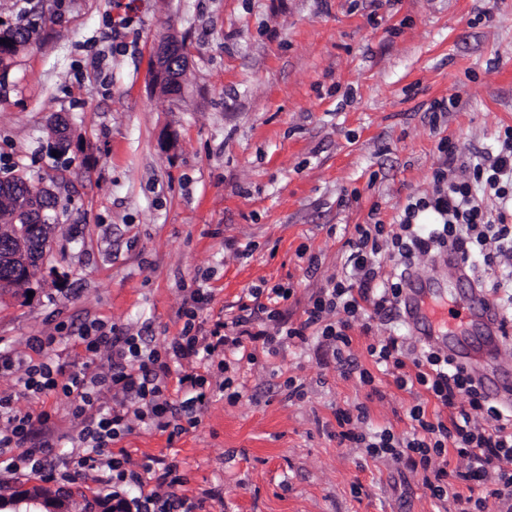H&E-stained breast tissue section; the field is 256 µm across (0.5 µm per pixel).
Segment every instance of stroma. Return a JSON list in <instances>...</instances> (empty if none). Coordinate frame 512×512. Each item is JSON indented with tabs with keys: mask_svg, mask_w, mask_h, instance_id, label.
I'll return each mask as SVG.
<instances>
[{
	"mask_svg": "<svg viewBox=\"0 0 512 512\" xmlns=\"http://www.w3.org/2000/svg\"><path fill=\"white\" fill-rule=\"evenodd\" d=\"M113 33L115 0H0V29L32 24V43L0 68V165L54 190L59 229L50 263L61 283L32 298L0 294V342L21 351L54 336L82 368L73 338L96 322L142 330L154 345L179 335L188 290L203 289L205 328L232 321L250 291L291 288L299 324L342 276L355 225L397 222L432 190L442 139L472 161L512 127V0H134ZM184 44L179 97L154 86V52ZM456 108L433 113V105ZM65 119L61 168L47 154ZM317 264H309L310 256ZM255 328L273 344L225 347L201 370L211 399L196 427L170 439L134 426L119 446L135 462L176 463L177 495L200 512H445L408 462L367 456L340 439L409 434L410 408L435 401L398 388L369 346L409 336L402 315L355 322L344 356L327 344ZM302 387L288 397L283 386ZM21 411L50 412L77 434L70 402L27 394Z\"/></svg>",
	"mask_w": 512,
	"mask_h": 512,
	"instance_id": "stroma-1",
	"label": "stroma"
}]
</instances>
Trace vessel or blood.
I'll use <instances>...</instances> for the list:
<instances>
[{"label":"vessel or blood","mask_w":512,"mask_h":512,"mask_svg":"<svg viewBox=\"0 0 512 512\" xmlns=\"http://www.w3.org/2000/svg\"><path fill=\"white\" fill-rule=\"evenodd\" d=\"M401 304L414 335L436 349L448 353L456 362L466 365L481 381L485 393L495 400L512 401V375L488 368L470 360L463 353L456 334L457 327L475 325L487 342L507 341L491 299L479 289H472L466 308L449 311L446 300L431 292L425 281L409 276L403 284Z\"/></svg>","instance_id":"b4317fda"}]
</instances>
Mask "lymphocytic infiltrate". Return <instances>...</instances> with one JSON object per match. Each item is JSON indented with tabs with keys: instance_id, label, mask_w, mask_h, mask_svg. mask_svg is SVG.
Masks as SVG:
<instances>
[{
	"instance_id": "lymphocytic-infiltrate-1",
	"label": "lymphocytic infiltrate",
	"mask_w": 512,
	"mask_h": 512,
	"mask_svg": "<svg viewBox=\"0 0 512 512\" xmlns=\"http://www.w3.org/2000/svg\"><path fill=\"white\" fill-rule=\"evenodd\" d=\"M500 140L496 155L474 165L464 160L454 142L441 140L444 160L434 174L432 195L409 202L396 228L379 221L355 225L348 240V272L331 280L299 325L287 328L288 338L305 339L313 329L335 349L350 346L353 321L396 310L403 274L419 254L450 249L466 264L477 254L489 270L500 258L512 260V127ZM384 254L396 259L403 272L382 281L377 259ZM205 301L201 291L190 293L180 335L159 349L138 333L111 335L96 326L87 328L80 340L90 358L104 350L110 353L104 372L66 370L60 359L44 353L55 342L51 336L28 338L27 347L44 354L36 362L0 349V371L18 372L22 393L70 398L72 415L81 425L76 436L63 439L51 413L20 412L13 394L1 393L0 475L53 473L54 450L66 440L77 450L76 467L100 473L113 497L120 498L128 487L138 489V496L123 500L122 512H194V503L174 492L179 482L175 465L163 466L150 457L134 466L127 453H114L112 447L137 421L172 438L196 426L210 396L205 377L183 371L184 362L201 365L225 347L241 344L240 336L227 334L226 323L216 322L208 330L195 326L196 311ZM337 310L341 318L329 321ZM369 353L375 364L396 369L398 387L422 388L451 415L430 420L422 406H413V433L398 439L386 430L371 436L355 432L350 413L341 412L336 419L342 438L372 456L410 458L413 467L425 473L432 498L455 505V512H487L493 499L512 506V407L490 399L475 376L432 347L415 353L399 337L390 336L370 346ZM409 363L414 373H406ZM452 450L468 459L467 471L449 470ZM460 482L479 487L478 496L462 495L456 488Z\"/></svg>"
}]
</instances>
